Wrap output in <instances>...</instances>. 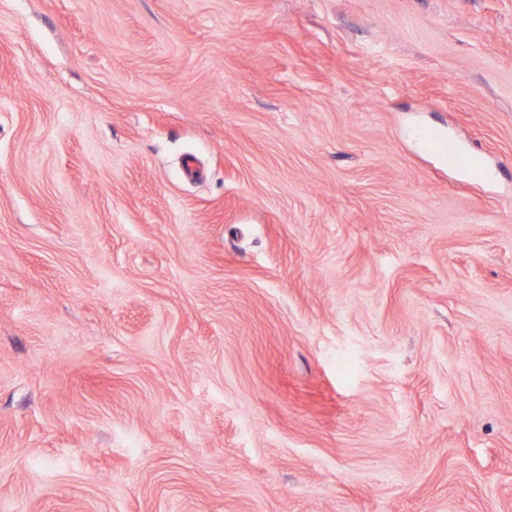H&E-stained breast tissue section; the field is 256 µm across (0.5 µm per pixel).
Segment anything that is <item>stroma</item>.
Wrapping results in <instances>:
<instances>
[{"mask_svg": "<svg viewBox=\"0 0 512 512\" xmlns=\"http://www.w3.org/2000/svg\"><path fill=\"white\" fill-rule=\"evenodd\" d=\"M1 507L512 512V0H0Z\"/></svg>", "mask_w": 512, "mask_h": 512, "instance_id": "obj_1", "label": "stroma"}]
</instances>
